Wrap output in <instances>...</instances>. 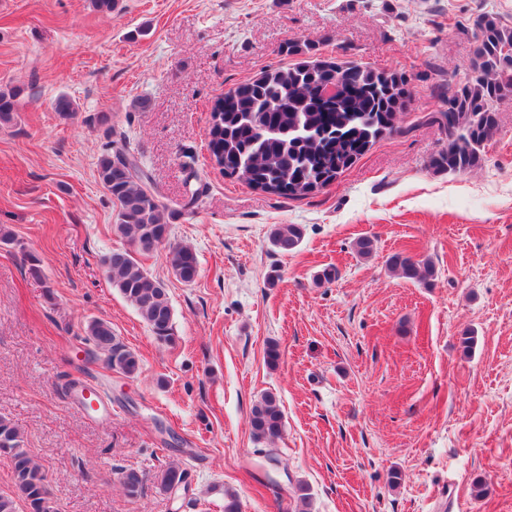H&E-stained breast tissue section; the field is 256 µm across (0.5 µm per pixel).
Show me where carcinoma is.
<instances>
[{
	"label": "carcinoma",
	"instance_id": "obj_1",
	"mask_svg": "<svg viewBox=\"0 0 512 512\" xmlns=\"http://www.w3.org/2000/svg\"><path fill=\"white\" fill-rule=\"evenodd\" d=\"M475 56L465 81L448 92V111L439 120L448 145L434 155L436 172L464 173L482 165L485 142L497 129L495 102L512 97V25L483 14L474 25ZM281 52L299 61L267 70L237 84L211 106L208 151L224 175L247 186L285 198L317 192L351 167L373 144L399 131L398 115L405 111V77L355 60L327 58L309 41L290 40ZM19 92L0 91V121L17 111ZM137 161L119 150L99 158L97 178L117 207L116 231L129 239L132 250H117L102 259L112 286L137 310L155 339L175 342L172 307L165 284L153 277L138 256L153 252L168 240L170 227L161 221L157 194L144 175L135 177ZM298 224L280 225L270 243L281 253L301 243ZM174 276L192 283L199 262L188 245L170 247ZM389 267L403 278L430 285L436 270L428 259L396 253ZM88 339L106 366L126 377L140 369L138 356L112 331L110 323L91 320ZM253 438L272 442L285 423L277 396L263 394L252 406ZM0 456L10 459L14 494H0V512H17L21 499L27 512H59L55 490L41 465L24 448V433L13 420L0 416ZM184 471L170 464L156 476L159 489L171 491L183 483ZM121 486L134 497L143 487L136 470L122 472Z\"/></svg>",
	"mask_w": 512,
	"mask_h": 512
}]
</instances>
